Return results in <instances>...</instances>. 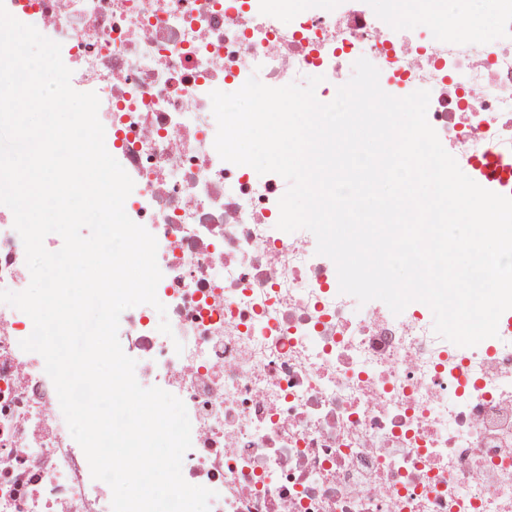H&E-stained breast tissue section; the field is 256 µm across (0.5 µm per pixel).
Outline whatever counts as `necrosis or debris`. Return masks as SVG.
Instances as JSON below:
<instances>
[{"label": "necrosis or debris", "instance_id": "4bbe7bcc", "mask_svg": "<svg viewBox=\"0 0 512 512\" xmlns=\"http://www.w3.org/2000/svg\"><path fill=\"white\" fill-rule=\"evenodd\" d=\"M0 2L100 99L167 310L126 309L118 338L141 386L184 402L182 475L214 490L210 512H512V310L497 337L459 347L424 303L396 315L340 293L315 236L277 227L287 181L219 157L210 99L253 75L317 76L323 102L364 57L386 93L429 90L428 122L462 172L512 196V0L413 20L387 0ZM484 20L488 38L466 37ZM29 283L0 205V289ZM32 331L0 303V512H112L43 357L19 346Z\"/></svg>", "mask_w": 512, "mask_h": 512}]
</instances>
